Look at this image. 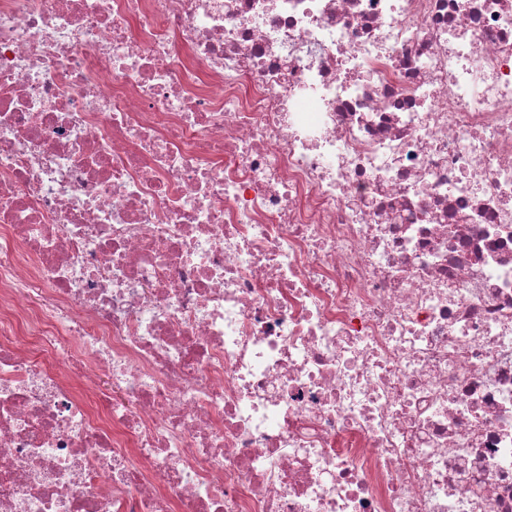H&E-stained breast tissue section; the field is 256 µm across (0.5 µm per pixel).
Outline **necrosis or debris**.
<instances>
[{"instance_id": "4bbe7bcc", "label": "necrosis or debris", "mask_w": 512, "mask_h": 512, "mask_svg": "<svg viewBox=\"0 0 512 512\" xmlns=\"http://www.w3.org/2000/svg\"><path fill=\"white\" fill-rule=\"evenodd\" d=\"M0 512H512V0H0Z\"/></svg>"}]
</instances>
